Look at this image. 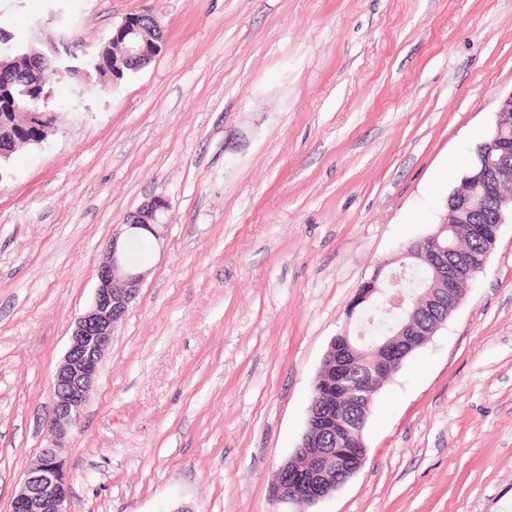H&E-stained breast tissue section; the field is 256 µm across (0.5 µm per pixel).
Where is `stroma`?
Segmentation results:
<instances>
[{
	"label": "stroma",
	"mask_w": 512,
	"mask_h": 512,
	"mask_svg": "<svg viewBox=\"0 0 512 512\" xmlns=\"http://www.w3.org/2000/svg\"><path fill=\"white\" fill-rule=\"evenodd\" d=\"M59 7L79 58L130 14L165 51L49 85L47 146L0 175V512L49 444L53 379L129 211L171 209L63 452L68 512H294L269 484L360 285L447 214L512 94V0H0ZM360 470L309 512L512 499V222L382 387Z\"/></svg>",
	"instance_id": "1"
}]
</instances>
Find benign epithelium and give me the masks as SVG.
Wrapping results in <instances>:
<instances>
[{"mask_svg": "<svg viewBox=\"0 0 512 512\" xmlns=\"http://www.w3.org/2000/svg\"><path fill=\"white\" fill-rule=\"evenodd\" d=\"M141 16L147 22L128 15L112 30L94 63L100 77L115 80L123 75L125 68L138 71L166 50L165 34L157 17L149 11ZM61 19V11L51 10L47 18L35 20L32 26L35 37L26 42H16L11 32L0 30V70L13 68L24 57L35 61L26 79L40 81L41 70L56 64L70 51L63 33L48 32L50 25ZM12 118L10 125L0 128V161L8 160L12 154V128L30 124L35 115L14 112ZM473 154L466 183L448 197V222L437 225L423 240L404 247L402 255L422 261L430 257L444 258L443 236L455 224L471 225L473 232L489 239V246H494L506 215H512V194L506 197L502 191L504 185H512V94L501 102L491 134L475 146ZM170 208L169 200L151 198L123 217L124 235L112 238L97 268L92 305L76 321L70 346L54 376V405L47 425L50 446L42 449L41 461L25 471L21 487L12 499L11 512H67L71 483L62 451L71 427L95 387L114 329L136 298L135 285L145 277L144 272L128 263L127 245L140 236L161 242ZM486 263L485 259L475 265L467 259L454 261L448 266L443 286L426 291L420 298L414 296L412 288H395L391 275L383 279L376 275L358 288L349 315L374 301L377 309L387 314L397 311L409 317V321L396 325L392 337L376 343L371 364L375 379L394 372L410 353L423 347L445 325L464 298L465 289L460 287V280L473 278L484 270ZM363 339V334L352 335L348 329L332 338L324 359L333 360L336 374H341L348 361L359 354L358 346ZM341 452L346 469L338 479L336 458L315 448L309 433H304L291 456L272 475V501L296 506L303 512L336 492L359 471L366 447L360 443Z\"/></svg>", "mask_w": 512, "mask_h": 512, "instance_id": "1", "label": "benign epithelium"}]
</instances>
